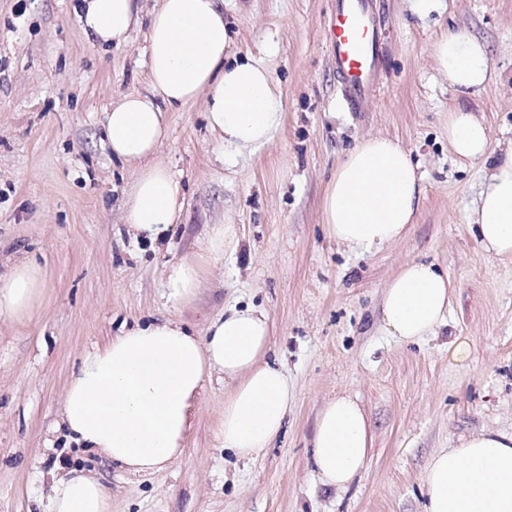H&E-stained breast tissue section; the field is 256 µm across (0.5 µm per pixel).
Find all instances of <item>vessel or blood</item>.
Returning <instances> with one entry per match:
<instances>
[{"mask_svg": "<svg viewBox=\"0 0 512 512\" xmlns=\"http://www.w3.org/2000/svg\"><path fill=\"white\" fill-rule=\"evenodd\" d=\"M329 27L343 96L355 110L372 87L378 57L377 33L369 0H336Z\"/></svg>", "mask_w": 512, "mask_h": 512, "instance_id": "vessel-or-blood-1", "label": "vessel or blood"}]
</instances>
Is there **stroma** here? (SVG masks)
<instances>
[{
	"mask_svg": "<svg viewBox=\"0 0 512 512\" xmlns=\"http://www.w3.org/2000/svg\"><path fill=\"white\" fill-rule=\"evenodd\" d=\"M376 90L346 105L333 61V0H232L237 50L267 65L284 122L258 148L224 149L203 101L168 111L157 160L180 178L179 224L155 244L123 222L132 166L104 140L112 100L146 88V36L154 0H142L129 39L88 38L73 0H0V273L41 265L46 295L32 318L0 317V512H45L70 472L98 479L109 512H425L430 458L485 430L512 434V255L480 246L469 218L489 167L448 146V111L485 119L489 149L512 148V0H442L426 15L411 0H373ZM465 31L487 47L491 77L459 94L432 44ZM400 142L424 174L406 236L372 253L330 237L322 202L337 166L363 139ZM214 224L241 242L211 261L196 297H164L168 264L202 253ZM448 274L444 323L418 342L388 336L387 283L409 261ZM254 305L274 324L270 354L295 403L270 448L251 460L218 434L233 384L205 380L183 453L164 471L134 475L67 443L64 398L85 357L121 331L174 319L195 335L232 307ZM468 340L453 362L448 345ZM349 394L374 445L348 489L324 486L310 464L325 403Z\"/></svg>",
	"mask_w": 512,
	"mask_h": 512,
	"instance_id": "1",
	"label": "stroma"
}]
</instances>
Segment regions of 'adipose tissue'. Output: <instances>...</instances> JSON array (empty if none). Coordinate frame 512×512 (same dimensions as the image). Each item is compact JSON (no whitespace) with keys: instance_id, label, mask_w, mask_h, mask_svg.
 Returning a JSON list of instances; mask_svg holds the SVG:
<instances>
[{"instance_id":"obj_1","label":"adipose tissue","mask_w":512,"mask_h":512,"mask_svg":"<svg viewBox=\"0 0 512 512\" xmlns=\"http://www.w3.org/2000/svg\"><path fill=\"white\" fill-rule=\"evenodd\" d=\"M78 19L99 46L123 43L138 20L136 0H79ZM439 71L469 95L489 78L487 52L476 38L447 31L434 43ZM148 90L113 100L105 137L114 156L135 168L124 209L135 235L158 242L184 208L179 179L155 154L168 136L166 111L205 98L206 121L225 146L260 147L284 120L282 96L270 69L238 58L224 20V0H157L150 13ZM448 144L460 159L489 156L486 125L472 113H448ZM493 159V158H490ZM472 224L487 252L512 255V150L498 155ZM423 176L407 151L386 137L358 143L336 169L323 199V222L338 242L362 251L392 243L409 231ZM204 258L166 270L169 302L194 298ZM46 287L41 267L21 264L0 276V317L22 321ZM453 287L434 264L406 263L385 290L386 332L402 342L431 335L445 319ZM273 324L261 310L227 309L204 336L175 320L122 331L89 354L67 388V436L132 474L167 468L183 451L190 417L206 378L233 382L219 435L226 449L250 458L282 430L295 399L281 365L266 354ZM373 434L359 403L341 394L321 410L313 439V468L322 484L348 488L366 468ZM426 512H512V434L484 431L459 447L434 454L425 478ZM49 512H108L100 482L84 474L61 478Z\"/></svg>"}]
</instances>
